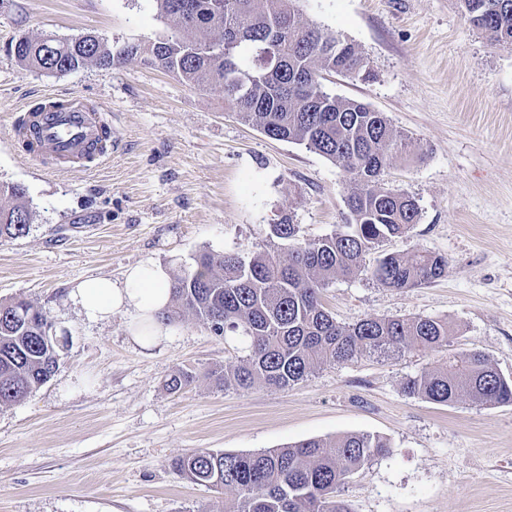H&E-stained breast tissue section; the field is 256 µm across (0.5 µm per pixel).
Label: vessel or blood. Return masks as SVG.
<instances>
[{
  "instance_id": "obj_1",
  "label": "vessel or blood",
  "mask_w": 512,
  "mask_h": 512,
  "mask_svg": "<svg viewBox=\"0 0 512 512\" xmlns=\"http://www.w3.org/2000/svg\"><path fill=\"white\" fill-rule=\"evenodd\" d=\"M28 128L35 144L31 153L42 164H84L98 158L100 145L115 148L112 125L100 106L75 95H53L24 109L13 130Z\"/></svg>"
}]
</instances>
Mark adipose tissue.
<instances>
[{
    "instance_id": "adipose-tissue-1",
    "label": "adipose tissue",
    "mask_w": 512,
    "mask_h": 512,
    "mask_svg": "<svg viewBox=\"0 0 512 512\" xmlns=\"http://www.w3.org/2000/svg\"><path fill=\"white\" fill-rule=\"evenodd\" d=\"M169 273L158 264L130 269L123 283L101 277L73 288L71 298L81 313L91 320H103L120 311H129L134 320L129 332L136 342L156 343L166 334L157 314L169 303Z\"/></svg>"
}]
</instances>
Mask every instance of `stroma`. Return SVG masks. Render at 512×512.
Listing matches in <instances>:
<instances>
[{
  "instance_id": "1",
  "label": "stroma",
  "mask_w": 512,
  "mask_h": 512,
  "mask_svg": "<svg viewBox=\"0 0 512 512\" xmlns=\"http://www.w3.org/2000/svg\"><path fill=\"white\" fill-rule=\"evenodd\" d=\"M304 20L358 45L369 80L327 76L339 97L368 103L423 146L398 156L386 188L413 197L408 236L366 256V271L321 292L337 322L367 317L447 320L450 351L486 354L512 377V52L491 45L459 0H301ZM167 30L155 0H5L0 5V185L19 184L28 233L0 240V302L24 298L69 336L51 380L0 408V512H220L223 492L178 476L198 448L235 453L309 438L370 433L388 455L339 495L352 512H512V405H448L404 393L435 353L365 355L324 366L287 388L216 387L210 369L245 356L236 339L193 319L151 346L127 314L87 320L70 292L134 266L170 274L209 251L248 254L292 216L303 239L342 230L351 174L304 146L266 137L224 107L220 87H190L128 57L37 74L16 61L19 34H93L113 51L149 46ZM77 93L112 116L122 146L100 163L46 173L9 139L11 115L52 94ZM419 247L447 273L407 290L371 276L382 254ZM197 370L170 394L177 367Z\"/></svg>"
}]
</instances>
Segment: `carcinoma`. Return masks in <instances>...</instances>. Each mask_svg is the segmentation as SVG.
I'll return each mask as SVG.
<instances>
[{
  "label": "carcinoma",
  "instance_id": "carcinoma-1",
  "mask_svg": "<svg viewBox=\"0 0 512 512\" xmlns=\"http://www.w3.org/2000/svg\"><path fill=\"white\" fill-rule=\"evenodd\" d=\"M169 32L148 48L130 44L118 53L103 41L80 36H19L13 47L27 70L65 74L85 65L110 68L129 56L179 76L193 87L220 86L224 107L270 139L292 142L354 175L346 204L347 230L313 241L298 236L293 217L270 225L278 245L247 258L202 251L169 282L171 300L160 313L167 324L187 317L216 336H239L247 354L207 376L226 390L258 385L285 389L322 365L362 355L411 351L442 354L440 365L410 377L409 395L439 404L461 397L476 404H512V379L487 355L449 353L448 321L429 317H368L341 325L325 310L321 290L338 277L365 271L376 245L406 235L419 206L407 194L381 186L393 155L420 157V148L395 131L369 104L340 98L325 75L369 78L358 47L303 20L300 0H156ZM471 26L492 44L512 50V0H459ZM12 200L0 208V239L24 236L32 222L26 189L0 186ZM448 259L422 249L388 253L372 275L386 288H416L443 276ZM48 319L24 299L0 303V406L26 399L58 368L59 343L45 335ZM196 372L179 367L165 383L187 391ZM387 440L370 433L310 438L259 452L198 448L174 462L195 483L226 490L224 512H351L339 490L360 469L387 455Z\"/></svg>",
  "mask_w": 512,
  "mask_h": 512
}]
</instances>
